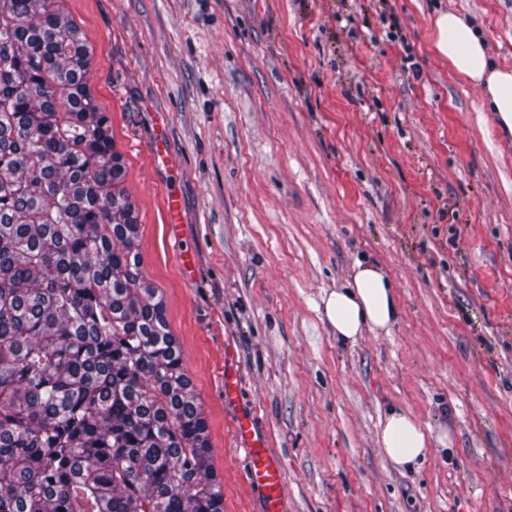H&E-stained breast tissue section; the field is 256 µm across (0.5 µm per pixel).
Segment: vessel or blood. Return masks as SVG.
Listing matches in <instances>:
<instances>
[{
  "mask_svg": "<svg viewBox=\"0 0 512 512\" xmlns=\"http://www.w3.org/2000/svg\"><path fill=\"white\" fill-rule=\"evenodd\" d=\"M241 393L239 368L232 357L224 359V402L235 404ZM234 437L245 452L244 479L262 498V512H285L286 480L280 458L268 446L252 415H238Z\"/></svg>",
  "mask_w": 512,
  "mask_h": 512,
  "instance_id": "obj_1",
  "label": "vessel or blood"
}]
</instances>
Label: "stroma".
<instances>
[{"mask_svg":"<svg viewBox=\"0 0 512 512\" xmlns=\"http://www.w3.org/2000/svg\"><path fill=\"white\" fill-rule=\"evenodd\" d=\"M55 3L90 46L133 249L182 350L224 512H260L242 413L282 461L286 512H512V137L431 46L451 9L512 68V0ZM159 143L171 167H153ZM360 260L385 271L401 315L343 347L318 306ZM395 408L448 429L452 454L395 465L378 443ZM241 393L239 383V368L234 362L233 356L224 353V403L233 405L237 402Z\"/></svg>","mask_w":512,"mask_h":512,"instance_id":"1","label":"stroma"}]
</instances>
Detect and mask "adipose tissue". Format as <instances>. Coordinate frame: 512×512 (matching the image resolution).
Masks as SVG:
<instances>
[{
  "instance_id": "ef3b65f1",
  "label": "adipose tissue",
  "mask_w": 512,
  "mask_h": 512,
  "mask_svg": "<svg viewBox=\"0 0 512 512\" xmlns=\"http://www.w3.org/2000/svg\"><path fill=\"white\" fill-rule=\"evenodd\" d=\"M432 47L447 57L453 72L482 86L484 103L496 115L503 133L512 135V69L491 61L486 36L451 11L437 14ZM319 312L336 339L356 345L364 332H390L400 308L394 288L377 265L359 261L345 285L324 292ZM430 440L411 412H389L379 432V444L392 462L405 468L419 465L430 451Z\"/></svg>"
}]
</instances>
